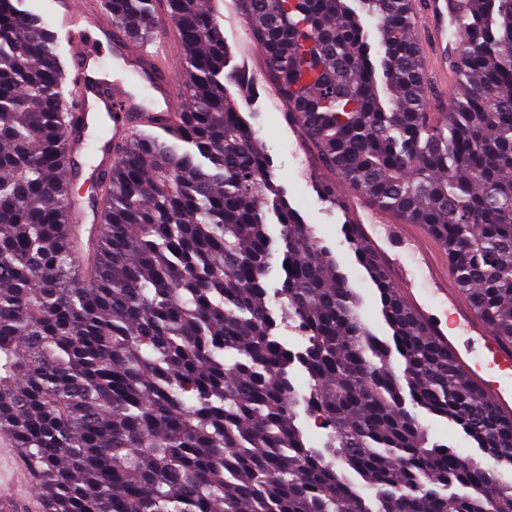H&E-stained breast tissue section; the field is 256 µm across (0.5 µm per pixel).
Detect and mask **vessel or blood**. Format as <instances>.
I'll return each instance as SVG.
<instances>
[{
  "instance_id": "1",
  "label": "vessel or blood",
  "mask_w": 512,
  "mask_h": 512,
  "mask_svg": "<svg viewBox=\"0 0 512 512\" xmlns=\"http://www.w3.org/2000/svg\"><path fill=\"white\" fill-rule=\"evenodd\" d=\"M57 6L56 34L69 48V69L79 87L71 136L80 138L99 114L107 115L112 137L98 147L103 157L99 173L105 177L112 170L108 160L111 144L127 139L139 124L143 109L124 78L100 76L99 57L111 51L135 72L149 90L156 112H178L183 101L172 76L170 41L162 36L151 48L132 44L113 33L111 24L99 16L94 0H57ZM419 8L423 19L419 48L426 73L436 81H449L454 51L448 42V28L462 26L466 0H421ZM336 207L355 241L376 258L406 305L434 340L448 350L459 371L484 390L500 419L512 420V343L495 336L459 290L444 245L427 226L396 220L350 185L337 186ZM388 229L411 246L414 268H407L390 254L384 235ZM417 269L425 287L416 284L413 272ZM435 305L442 309V316L432 314Z\"/></svg>"
}]
</instances>
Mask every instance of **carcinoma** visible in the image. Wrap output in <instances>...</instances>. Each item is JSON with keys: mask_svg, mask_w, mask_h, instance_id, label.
<instances>
[{"mask_svg": "<svg viewBox=\"0 0 512 512\" xmlns=\"http://www.w3.org/2000/svg\"><path fill=\"white\" fill-rule=\"evenodd\" d=\"M25 2L0 0V438L36 474L43 512H512V482L431 441L414 409L511 468L512 422L348 228L392 343L368 331L226 93L230 52L208 0H166L184 109L145 115L149 130L119 148L95 201L97 239L76 265L65 60ZM154 2L104 7L146 45ZM245 2L269 76L322 162L379 208L428 225L459 287L512 342V0H468L438 119L412 0ZM287 323L298 352L279 336ZM301 407L326 430L320 448ZM454 486L464 492H439Z\"/></svg>", "mask_w": 512, "mask_h": 512, "instance_id": "obj_1", "label": "carcinoma"}]
</instances>
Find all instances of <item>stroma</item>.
Segmentation results:
<instances>
[{
    "mask_svg": "<svg viewBox=\"0 0 512 512\" xmlns=\"http://www.w3.org/2000/svg\"><path fill=\"white\" fill-rule=\"evenodd\" d=\"M224 18V40L231 59L224 70V87L250 124L273 162L275 181L292 207L298 209L315 235L337 258L359 298V312L366 327L379 340H389L378 291L349 249L344 221L327 203L322 190L335 184V175L322 166L317 152L289 117L290 108L267 75L263 55L257 54L241 0H210ZM418 416L433 441L457 448L464 455L482 459L483 454L450 420L419 411Z\"/></svg>",
    "mask_w": 512,
    "mask_h": 512,
    "instance_id": "1",
    "label": "stroma"
}]
</instances>
